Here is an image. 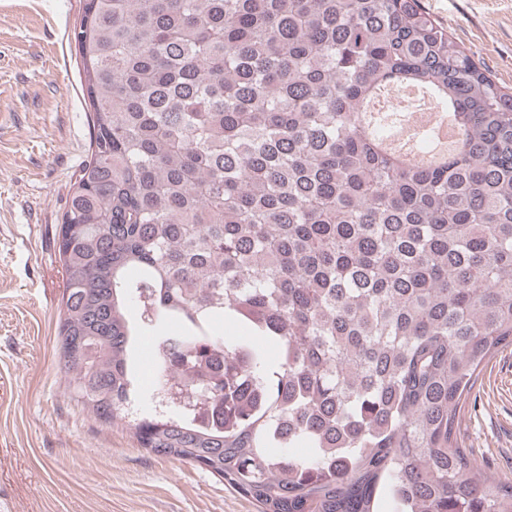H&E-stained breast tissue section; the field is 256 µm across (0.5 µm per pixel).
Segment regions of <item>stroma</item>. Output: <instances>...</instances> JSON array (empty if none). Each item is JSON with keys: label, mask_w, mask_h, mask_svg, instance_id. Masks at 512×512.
I'll return each mask as SVG.
<instances>
[{"label": "stroma", "mask_w": 512, "mask_h": 512, "mask_svg": "<svg viewBox=\"0 0 512 512\" xmlns=\"http://www.w3.org/2000/svg\"><path fill=\"white\" fill-rule=\"evenodd\" d=\"M512 91V0H420ZM83 0H0V512H258L207 470L141 448L66 391L60 224L89 155L70 35ZM488 479H512V345L478 369L458 416Z\"/></svg>", "instance_id": "35a3bbf8"}]
</instances>
